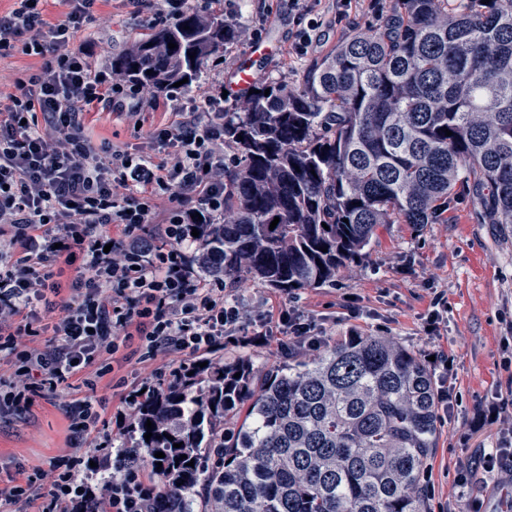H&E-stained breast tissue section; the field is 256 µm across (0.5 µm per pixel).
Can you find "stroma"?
Masks as SVG:
<instances>
[{
	"instance_id": "1",
	"label": "stroma",
	"mask_w": 512,
	"mask_h": 512,
	"mask_svg": "<svg viewBox=\"0 0 512 512\" xmlns=\"http://www.w3.org/2000/svg\"><path fill=\"white\" fill-rule=\"evenodd\" d=\"M235 20L243 38L225 45L200 78V93L216 95L232 86L239 63L252 46L248 31L272 39L269 56L258 62L257 77L295 86L312 64L321 60L346 35L349 21L376 23L383 0H351L348 15L337 16L336 0H308L309 18L320 21L316 47L297 54L291 48L297 29L287 9L264 15L263 0H235ZM159 27L154 0L133 8L129 0H99L95 18L75 35L73 48L82 50L92 65L111 61L133 41ZM172 102L145 108L139 120L121 119L97 109L89 116L95 141L132 151L148 149L145 128L166 123ZM447 223L388 224L381 227L364 261L349 265L335 285L298 290L301 308L314 315L324 343L358 332L388 336L421 359L430 360L434 376L449 375L457 394L441 415L437 446L427 464L430 512H512V488L495 476L477 472L468 477L479 449L512 445V235L482 217L470 185H456L448 198ZM244 319L233 336L224 338L215 356L221 360L249 358L258 372L285 361L280 350L286 337L274 333L267 343L253 344L258 316L277 311L284 297L256 281L227 287ZM439 311L435 334L424 325ZM445 354L447 362L434 361ZM185 354L168 356L114 369L98 379L95 389L73 380L50 398H34L23 411L0 418V491L9 473L18 469H50L61 457L86 459L83 476L99 484L112 474L118 449L131 444L129 430L117 428L112 410L128 384L167 382L185 362ZM90 397L101 415L96 429L82 443L70 438L66 403Z\"/></svg>"
}]
</instances>
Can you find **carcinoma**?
I'll return each mask as SVG.
<instances>
[{"label":"carcinoma","instance_id":"cac0c4a2","mask_svg":"<svg viewBox=\"0 0 512 512\" xmlns=\"http://www.w3.org/2000/svg\"><path fill=\"white\" fill-rule=\"evenodd\" d=\"M237 34L187 8L112 74L148 92L186 78L193 92ZM252 89L224 113V223L197 225L201 273L284 296L333 285L380 226L437 223L460 182L512 228V0H384L378 23L351 24L301 85ZM190 370L139 407L120 452L158 469L148 512H195L198 496L201 512H428L438 395L401 344L354 333L261 376L246 358Z\"/></svg>","mask_w":512,"mask_h":512}]
</instances>
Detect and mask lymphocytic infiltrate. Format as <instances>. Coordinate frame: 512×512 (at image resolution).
<instances>
[{"mask_svg":"<svg viewBox=\"0 0 512 512\" xmlns=\"http://www.w3.org/2000/svg\"><path fill=\"white\" fill-rule=\"evenodd\" d=\"M43 0H13L0 13V57L14 50L43 58L41 70L18 79L0 104V356L22 385L0 388V416L49 397L73 378L94 387L89 368L109 372L104 355L129 350L136 362L182 352H210L241 319L228 304L224 281L194 265L196 216L224 220V100L205 106L187 98L169 122L146 133L167 156L126 149L97 151L86 116L102 107L139 116L142 89L93 68L71 47L94 18L98 0H67L69 10L48 24ZM166 197L164 224L155 200ZM156 232H149V224ZM82 271L70 297L56 266ZM58 313L52 325L43 316ZM52 332L45 348L28 336ZM80 458L59 461L43 512L87 508L95 494L81 479ZM109 482L107 512H144L156 495L154 473L130 464Z\"/></svg>","mask_w":512,"mask_h":512,"instance_id":"lymphocytic-infiltrate-1","label":"lymphocytic infiltrate"}]
</instances>
